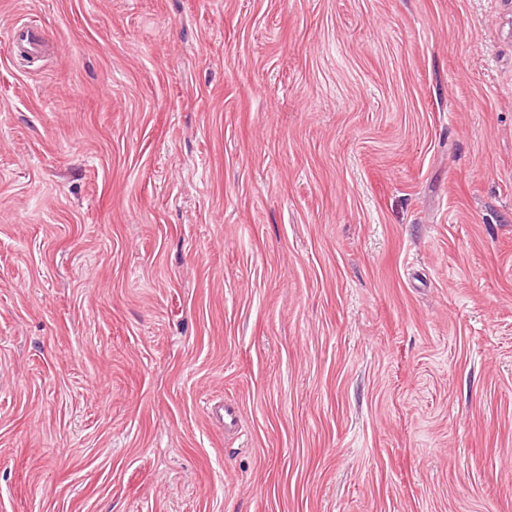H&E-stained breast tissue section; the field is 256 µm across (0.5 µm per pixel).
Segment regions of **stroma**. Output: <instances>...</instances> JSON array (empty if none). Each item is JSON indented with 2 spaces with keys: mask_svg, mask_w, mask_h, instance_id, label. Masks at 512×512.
<instances>
[{
  "mask_svg": "<svg viewBox=\"0 0 512 512\" xmlns=\"http://www.w3.org/2000/svg\"><path fill=\"white\" fill-rule=\"evenodd\" d=\"M0 512H512V0H0ZM11 38L16 50L25 56H42L55 49L54 42L43 31L29 25H15Z\"/></svg>",
  "mask_w": 512,
  "mask_h": 512,
  "instance_id": "stroma-1",
  "label": "stroma"
}]
</instances>
